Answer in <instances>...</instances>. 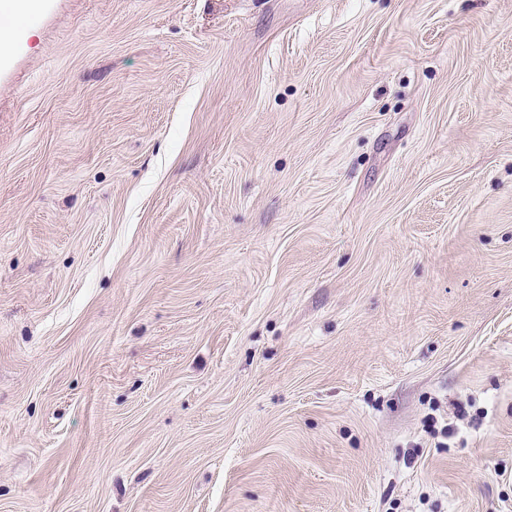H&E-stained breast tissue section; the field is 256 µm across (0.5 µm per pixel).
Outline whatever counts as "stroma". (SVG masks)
<instances>
[{"label":"stroma","instance_id":"1","mask_svg":"<svg viewBox=\"0 0 512 512\" xmlns=\"http://www.w3.org/2000/svg\"><path fill=\"white\" fill-rule=\"evenodd\" d=\"M10 30L0 512H512V0Z\"/></svg>","mask_w":512,"mask_h":512}]
</instances>
